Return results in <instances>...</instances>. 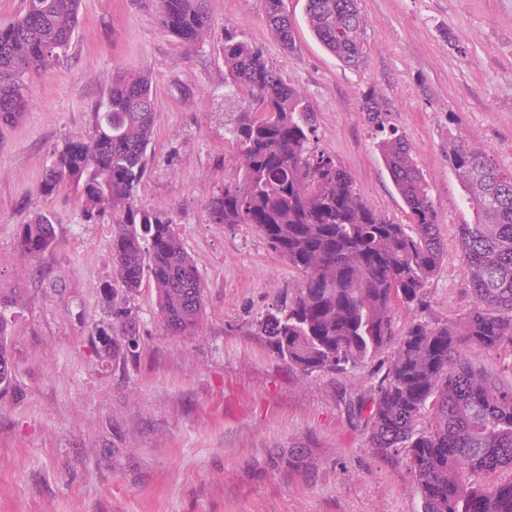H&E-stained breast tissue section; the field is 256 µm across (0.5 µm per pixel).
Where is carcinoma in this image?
<instances>
[{
  "instance_id": "1",
  "label": "carcinoma",
  "mask_w": 512,
  "mask_h": 512,
  "mask_svg": "<svg viewBox=\"0 0 512 512\" xmlns=\"http://www.w3.org/2000/svg\"><path fill=\"white\" fill-rule=\"evenodd\" d=\"M162 29L187 46L211 32L207 0H157ZM80 0H23L19 16L0 24V124L26 111V77L54 67L70 48ZM317 39L347 66L365 54L358 0H307ZM266 21L284 46L294 43L282 0H266ZM232 83L248 94L232 135L236 175L206 205L211 224L252 225L298 274L288 294L255 324L277 357L304 377H348L381 361L383 372L360 405L372 454L404 464L423 512H512V377L474 366L467 352L512 348V172L468 139L448 143V166L467 192L473 224L456 225L472 296L450 322L414 317L397 329L400 309L425 308L424 291L443 259L434 203L408 142L386 129L370 98L364 110L385 134L376 147L412 217L394 224L357 194L352 176L313 146V111L264 52L229 32L222 45ZM155 98L147 71L112 76L94 105L89 131L53 151L41 191L63 188L82 200L81 219H112L114 285L98 330L102 348L137 345L127 298L148 281L169 332L190 335L202 318L204 285L166 214L136 204L147 173ZM18 246L37 258L57 240L51 215L20 225ZM12 321L0 312V385L12 378Z\"/></svg>"
}]
</instances>
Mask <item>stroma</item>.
I'll list each match as a JSON object with an SVG mask.
<instances>
[{"label":"stroma","instance_id":"35a3bbf8","mask_svg":"<svg viewBox=\"0 0 512 512\" xmlns=\"http://www.w3.org/2000/svg\"><path fill=\"white\" fill-rule=\"evenodd\" d=\"M295 45L265 19V0H207L209 37L165 32L154 0H81L71 49L27 82V112L0 126V294L11 300L9 386L0 387V512H422L404 465L376 459L357 399L378 380L301 376L251 325L296 273L248 224L209 223L205 205L233 178L238 146L226 99L246 100L224 67L225 30L261 48L299 88L314 142L390 222L408 209L384 167L374 125L407 139L437 212L444 259L424 318L453 320L472 298L456 227L474 221L448 166L465 135L512 171V0H358L366 57L346 66L313 36L306 0H283ZM147 68L156 122L138 204L168 213L205 285L191 336L163 325L151 284L128 305L135 357L94 348L113 279L110 223L86 224L70 190L43 196L51 155L85 135L113 74ZM55 215L57 245L23 257L18 225Z\"/></svg>","mask_w":512,"mask_h":512}]
</instances>
